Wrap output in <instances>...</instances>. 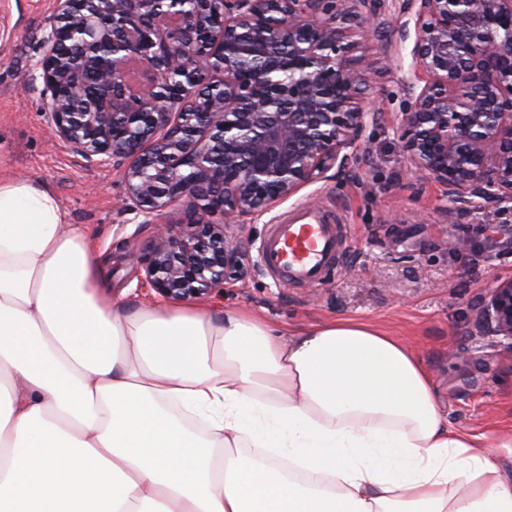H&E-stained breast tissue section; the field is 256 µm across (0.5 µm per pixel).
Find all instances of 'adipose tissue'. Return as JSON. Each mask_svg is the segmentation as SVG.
I'll use <instances>...</instances> for the list:
<instances>
[{"mask_svg": "<svg viewBox=\"0 0 512 512\" xmlns=\"http://www.w3.org/2000/svg\"><path fill=\"white\" fill-rule=\"evenodd\" d=\"M102 286L58 197L0 171V512H512V435L450 428L398 337Z\"/></svg>", "mask_w": 512, "mask_h": 512, "instance_id": "obj_1", "label": "adipose tissue"}]
</instances>
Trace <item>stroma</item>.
Here are the masks:
<instances>
[{"mask_svg":"<svg viewBox=\"0 0 512 512\" xmlns=\"http://www.w3.org/2000/svg\"><path fill=\"white\" fill-rule=\"evenodd\" d=\"M55 8V0H0V165L48 187L71 223L90 232L113 298L130 308L158 301L127 257L153 233L122 207L123 166L88 161L49 128L38 63ZM357 52L376 73L364 97L385 112L401 111L407 89L388 69V51L374 32L359 38ZM365 141L367 154L348 172L245 221L244 234L260 242L268 224L294 207H337L351 247L323 283L280 286L256 266L208 303L245 307L292 329L333 319L373 323L417 348L450 427L491 440L512 434V358L474 323V306L495 278L512 276L506 219L491 210L449 217L440 187L410 168L391 125L368 129ZM462 237L471 240V252H449L448 241ZM452 350L463 351L462 362L449 361Z\"/></svg>","mask_w":512,"mask_h":512,"instance_id":"stroma-1","label":"stroma"}]
</instances>
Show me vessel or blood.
<instances>
[{
  "label": "vessel or blood",
  "instance_id": "1",
  "mask_svg": "<svg viewBox=\"0 0 512 512\" xmlns=\"http://www.w3.org/2000/svg\"><path fill=\"white\" fill-rule=\"evenodd\" d=\"M349 245L331 211L301 205L270 225L262 245L261 266L283 285L322 284L339 253Z\"/></svg>",
  "mask_w": 512,
  "mask_h": 512
}]
</instances>
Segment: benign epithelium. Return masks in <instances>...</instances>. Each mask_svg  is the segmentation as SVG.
Listing matches in <instances>:
<instances>
[{
	"label": "benign epithelium",
	"mask_w": 512,
	"mask_h": 512,
	"mask_svg": "<svg viewBox=\"0 0 512 512\" xmlns=\"http://www.w3.org/2000/svg\"><path fill=\"white\" fill-rule=\"evenodd\" d=\"M386 11L414 31L409 65L387 57L408 89L393 125L411 168L450 216L511 204L512 0H57L39 63L48 123L89 161H128L123 205L154 227L133 259L159 295L243 278L238 223L351 168L386 116L362 101L375 71L349 37ZM175 205L185 219L164 221ZM475 326L512 354V278Z\"/></svg>",
	"instance_id": "1"
}]
</instances>
